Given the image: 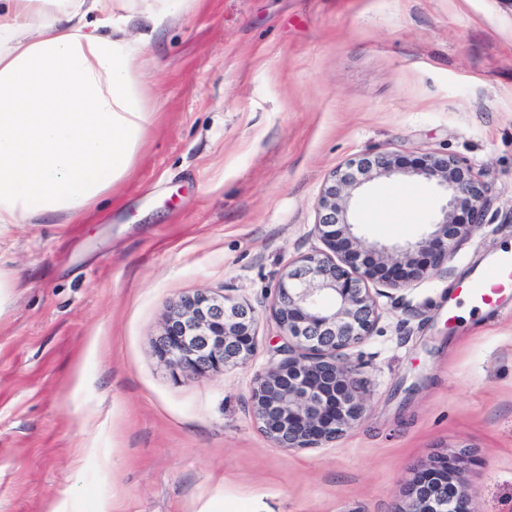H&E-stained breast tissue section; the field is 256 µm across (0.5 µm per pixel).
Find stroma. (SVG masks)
<instances>
[{
	"instance_id": "obj_1",
	"label": "stroma",
	"mask_w": 512,
	"mask_h": 512,
	"mask_svg": "<svg viewBox=\"0 0 512 512\" xmlns=\"http://www.w3.org/2000/svg\"><path fill=\"white\" fill-rule=\"evenodd\" d=\"M140 61L155 115L128 181L83 223L0 238L18 278L0 313V512H399L454 453L475 512H512V296L485 313L461 294L512 249V0H197ZM375 152L463 160L485 216L441 268L378 296L372 336L344 353L362 420L279 448L250 402L286 357L274 289L322 248L333 172ZM445 203L416 177L371 180L356 234L406 245ZM196 292L253 307L246 364L175 376L157 358L167 311Z\"/></svg>"
}]
</instances>
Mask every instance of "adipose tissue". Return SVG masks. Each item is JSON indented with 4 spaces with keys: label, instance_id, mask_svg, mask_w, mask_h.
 <instances>
[{
    "label": "adipose tissue",
    "instance_id": "adipose-tissue-1",
    "mask_svg": "<svg viewBox=\"0 0 512 512\" xmlns=\"http://www.w3.org/2000/svg\"><path fill=\"white\" fill-rule=\"evenodd\" d=\"M192 0H0V237L76 224L131 175L152 124L138 64Z\"/></svg>",
    "mask_w": 512,
    "mask_h": 512
}]
</instances>
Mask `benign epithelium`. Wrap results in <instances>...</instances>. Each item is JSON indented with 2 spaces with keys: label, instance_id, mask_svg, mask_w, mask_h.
Segmentation results:
<instances>
[{
  "label": "benign epithelium",
  "instance_id": "benign-epithelium-1",
  "mask_svg": "<svg viewBox=\"0 0 512 512\" xmlns=\"http://www.w3.org/2000/svg\"><path fill=\"white\" fill-rule=\"evenodd\" d=\"M417 176L443 189L447 203L435 230L404 247L363 246L350 203L364 182ZM485 184L448 154L428 153L407 167L382 152L350 159L334 172L318 200L316 230L325 245L288 265L274 288V314L288 357L260 375L251 405L261 430L280 448H318L345 435L364 412L363 380L342 352L371 336L379 318L369 284L401 290L442 266L454 242L482 223ZM463 210L468 222H454ZM328 299L324 304L322 299ZM257 349L252 308L206 292L170 307L154 352L172 372L205 376L250 359ZM464 458L442 457L411 484L398 512H472L460 471Z\"/></svg>",
  "mask_w": 512,
  "mask_h": 512
}]
</instances>
